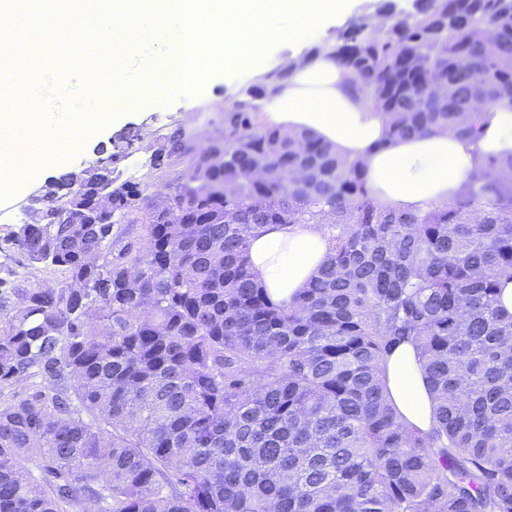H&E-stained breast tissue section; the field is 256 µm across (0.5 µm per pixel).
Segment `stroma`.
Instances as JSON below:
<instances>
[{
	"mask_svg": "<svg viewBox=\"0 0 512 512\" xmlns=\"http://www.w3.org/2000/svg\"><path fill=\"white\" fill-rule=\"evenodd\" d=\"M376 2L350 0L345 11L323 19L312 34L295 42H273L264 59L251 67L236 74H211L201 91L193 97L175 96L168 92L161 100L146 103L125 114L121 121L102 127L80 146L70 149L68 158L63 162V170H78L85 167L88 161L97 160L100 145L131 130L140 132L143 139L126 148L124 157L114 161L113 166L121 180L144 181L150 169L147 145L155 136L178 130L182 132L191 150L207 145L224 129V103L235 99L243 90L255 84V72L271 70L284 58L306 52L311 46L335 37L337 31L344 29L351 20L372 13ZM50 175V169H42L38 174L26 178L20 191L0 201V234L28 221L26 207L29 200L39 194Z\"/></svg>",
	"mask_w": 512,
	"mask_h": 512,
	"instance_id": "35a3bbf8",
	"label": "stroma"
}]
</instances>
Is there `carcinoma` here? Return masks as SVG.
<instances>
[{"instance_id": "1", "label": "carcinoma", "mask_w": 512, "mask_h": 512, "mask_svg": "<svg viewBox=\"0 0 512 512\" xmlns=\"http://www.w3.org/2000/svg\"><path fill=\"white\" fill-rule=\"evenodd\" d=\"M375 14L332 50L389 135L474 143L485 105L512 109V0ZM291 66L225 104L224 135L164 190L89 165L3 237L64 281L0 294V385L41 378L0 402V512H512V154L480 158L455 203L382 206L358 162L259 124ZM148 149L159 172L186 152L178 131ZM320 223L330 254L275 303L249 239ZM404 344L426 431L390 397Z\"/></svg>"}]
</instances>
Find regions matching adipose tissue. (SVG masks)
<instances>
[{
    "label": "adipose tissue",
    "mask_w": 512,
    "mask_h": 512,
    "mask_svg": "<svg viewBox=\"0 0 512 512\" xmlns=\"http://www.w3.org/2000/svg\"><path fill=\"white\" fill-rule=\"evenodd\" d=\"M266 119L277 127L307 130L338 153L358 161L373 199L400 210H419L460 195L479 156L512 151V111L483 110V133L469 143L451 132L389 136L375 107L350 89L330 49L297 60L290 77L269 87ZM332 244L320 224H268L249 242L257 282L272 300L290 303L323 265ZM390 395L409 422L431 425L432 407L411 347L388 362Z\"/></svg>",
    "instance_id": "1"
}]
</instances>
